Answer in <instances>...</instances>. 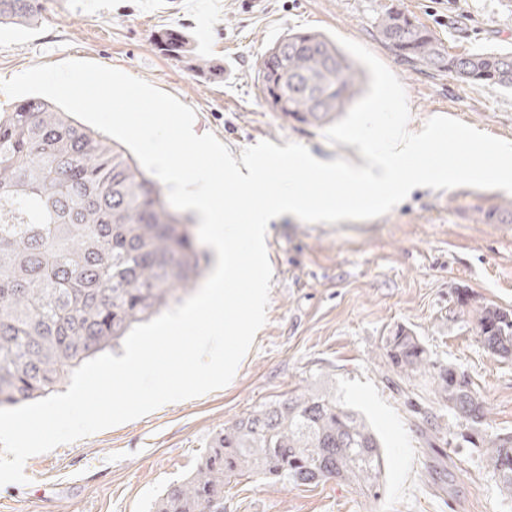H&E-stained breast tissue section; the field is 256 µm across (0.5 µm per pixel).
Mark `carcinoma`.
Segmentation results:
<instances>
[{"label":"carcinoma","mask_w":512,"mask_h":512,"mask_svg":"<svg viewBox=\"0 0 512 512\" xmlns=\"http://www.w3.org/2000/svg\"><path fill=\"white\" fill-rule=\"evenodd\" d=\"M43 0H0V24L37 18ZM377 30L401 61L466 83L512 90V51L453 55L396 6ZM158 49L188 58L210 78L224 66L198 58L183 31L167 28ZM266 106L303 123L347 111L362 72L326 36L290 32L261 57ZM191 218L118 144L39 97L0 113V408L43 398L86 361L157 315L202 275ZM479 342L512 358V310L457 299ZM398 378L430 375L438 403L473 425L485 401L453 367L430 360L408 331L385 347ZM483 456L512 495V436L482 440ZM385 467L380 439L336 396L309 390L261 405L220 429L194 473L169 485L149 512H218L224 486L240 477L309 485L336 478L378 496Z\"/></svg>","instance_id":"cac0c4a2"}]
</instances>
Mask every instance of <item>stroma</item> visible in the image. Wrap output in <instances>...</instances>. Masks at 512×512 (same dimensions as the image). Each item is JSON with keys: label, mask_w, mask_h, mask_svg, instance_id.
Segmentation results:
<instances>
[{"label": "stroma", "mask_w": 512, "mask_h": 512, "mask_svg": "<svg viewBox=\"0 0 512 512\" xmlns=\"http://www.w3.org/2000/svg\"><path fill=\"white\" fill-rule=\"evenodd\" d=\"M391 3L451 53L512 49V0H46L39 19L0 27V80L39 64L92 61L176 96L194 110V132L214 134L233 157L268 140L353 162L356 146L331 144L325 125L270 111L261 98L256 71L271 42L316 30L361 43L397 76L409 130L446 116L512 141L511 90L428 74L383 45L376 21ZM166 28L223 60V80L162 54L155 37ZM487 202L512 216V193L418 187L373 219L280 217L266 234L267 320L231 383L31 456L26 483L0 486V512H148L224 425L310 389L340 398L379 433L387 466L378 496L333 479L295 487L244 477L225 488L224 512H512L473 445L512 435V359L491 356L456 304L464 290L512 309V220L486 223ZM402 330L432 361L464 372L486 402L482 425L441 406L430 377L390 380L384 346Z\"/></svg>", "instance_id": "obj_1"}]
</instances>
